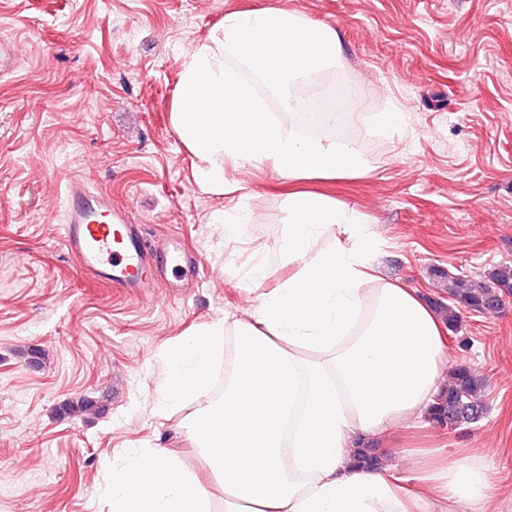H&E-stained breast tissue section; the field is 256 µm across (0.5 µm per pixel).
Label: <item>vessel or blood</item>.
<instances>
[{
    "label": "vessel or blood",
    "mask_w": 512,
    "mask_h": 512,
    "mask_svg": "<svg viewBox=\"0 0 512 512\" xmlns=\"http://www.w3.org/2000/svg\"><path fill=\"white\" fill-rule=\"evenodd\" d=\"M65 199L63 244L92 279L139 298L171 270L174 287H188L180 271L184 243L175 238L158 246L147 243L129 208L82 181L68 182Z\"/></svg>",
    "instance_id": "b4317fda"
}]
</instances>
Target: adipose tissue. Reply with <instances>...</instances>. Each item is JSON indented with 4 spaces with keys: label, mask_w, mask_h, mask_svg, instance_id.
<instances>
[{
    "label": "adipose tissue",
    "mask_w": 512,
    "mask_h": 512,
    "mask_svg": "<svg viewBox=\"0 0 512 512\" xmlns=\"http://www.w3.org/2000/svg\"><path fill=\"white\" fill-rule=\"evenodd\" d=\"M341 58L335 28L273 8L225 12L184 55L171 125L203 190L223 195L226 169L245 165L292 187L288 277L263 292L253 268L248 317L207 323L165 356L160 415L204 398L218 346L234 341L223 398L191 425L223 506L179 458L150 448L113 466L110 512H489L495 473L466 452L411 449L410 474L356 461L375 438L429 427L449 378L448 326L380 271L366 217L310 187L366 172L356 144L307 136L291 119L300 93Z\"/></svg>",
    "instance_id": "1"
}]
</instances>
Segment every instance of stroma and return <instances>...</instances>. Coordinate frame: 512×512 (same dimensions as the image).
Masks as SVG:
<instances>
[{"instance_id": "stroma-1", "label": "stroma", "mask_w": 512, "mask_h": 512, "mask_svg": "<svg viewBox=\"0 0 512 512\" xmlns=\"http://www.w3.org/2000/svg\"><path fill=\"white\" fill-rule=\"evenodd\" d=\"M273 5L336 28L339 75L367 174L320 184L365 215L391 276L446 298L440 271L482 283L512 264V0H0V512H107L118 459L170 448L205 466L185 422L195 404L154 414L164 348L218 318L246 316L288 268L285 193L271 169L229 170L252 198L203 191L170 123L182 57L230 9ZM379 102L404 116L378 135ZM80 180L128 202L147 236L179 232L205 268L199 286L130 298L97 285L61 245L64 187ZM251 221L238 236L216 215ZM450 366L482 375L486 414L438 428L498 472L491 512H512V298L466 311L448 335ZM94 411L70 416L73 398Z\"/></svg>"}]
</instances>
